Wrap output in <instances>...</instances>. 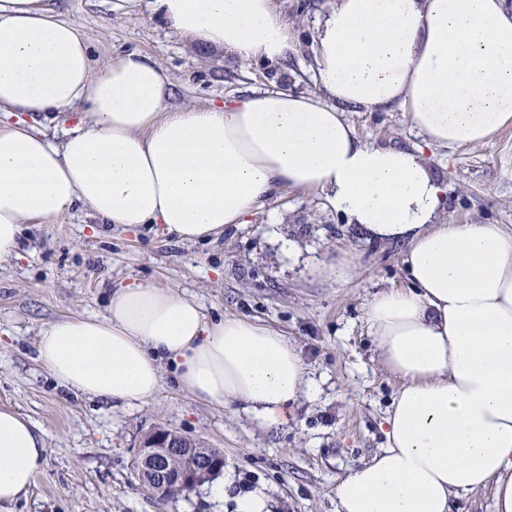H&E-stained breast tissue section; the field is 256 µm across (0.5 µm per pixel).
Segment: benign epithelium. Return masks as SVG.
<instances>
[{"instance_id": "7a95c632", "label": "benign epithelium", "mask_w": 512, "mask_h": 512, "mask_svg": "<svg viewBox=\"0 0 512 512\" xmlns=\"http://www.w3.org/2000/svg\"><path fill=\"white\" fill-rule=\"evenodd\" d=\"M138 476L155 496L176 490L188 497L224 469V455L171 430L158 428L142 442Z\"/></svg>"}]
</instances>
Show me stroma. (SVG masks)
<instances>
[{
  "mask_svg": "<svg viewBox=\"0 0 512 512\" xmlns=\"http://www.w3.org/2000/svg\"><path fill=\"white\" fill-rule=\"evenodd\" d=\"M48 3L87 40L96 66L137 51L167 71L177 105L203 108L256 91L318 94L312 41L335 0H273L293 37L280 65L183 37L152 0L121 11L110 0ZM345 116L362 142L421 150L447 187L449 223L512 227V126L484 145L445 147L425 144L396 107ZM285 239L294 252L282 251ZM404 249L360 235L321 193L293 188L261 200L245 223L193 241L158 224H100L85 209L33 219L19 255L0 260V405L44 431L47 462L9 512H234V494L260 486L273 512H336L337 482L381 448L397 392L378 366L365 314L375 294L407 286ZM343 256L353 259L351 276H318V265ZM134 279L194 296L208 318L245 317L285 333L321 394L300 398L288 425L267 429L238 406L185 396L167 366L146 404L112 405L59 388L37 359L41 331L63 316L103 313L112 286ZM160 427L223 454L234 478L224 502L203 486L161 503L140 485V444Z\"/></svg>",
  "mask_w": 512,
  "mask_h": 512,
  "instance_id": "1",
  "label": "stroma"
}]
</instances>
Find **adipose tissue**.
Segmentation results:
<instances>
[{
  "label": "adipose tissue",
  "instance_id": "1",
  "mask_svg": "<svg viewBox=\"0 0 512 512\" xmlns=\"http://www.w3.org/2000/svg\"><path fill=\"white\" fill-rule=\"evenodd\" d=\"M175 31L241 60L293 45L272 0H156ZM320 96L255 92L172 106V81L137 52L95 67L88 42L41 0H0V259L23 226L74 207L101 224H161L182 240L243 223L280 189L314 190L359 231L406 241L408 285L375 294L365 322L398 383L384 447L339 481L336 512H452L483 492L512 512V229L442 220L446 188L419 151L358 140L349 108L393 106L430 144L474 146L512 125L505 0H336L313 44ZM73 112L56 141L36 122ZM56 384L134 405L162 387L285 422L315 390L283 334L207 318L195 298L134 280L99 315L42 331ZM45 435L0 408V505L28 496Z\"/></svg>",
  "mask_w": 512,
  "mask_h": 512
}]
</instances>
